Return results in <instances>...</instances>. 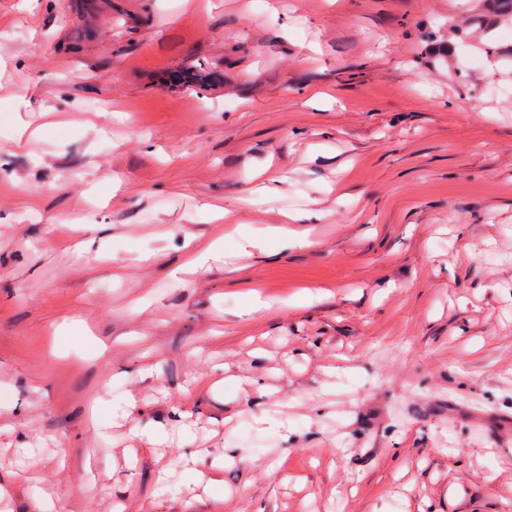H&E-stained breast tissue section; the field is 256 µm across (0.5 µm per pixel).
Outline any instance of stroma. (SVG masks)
Listing matches in <instances>:
<instances>
[{
  "mask_svg": "<svg viewBox=\"0 0 512 512\" xmlns=\"http://www.w3.org/2000/svg\"><path fill=\"white\" fill-rule=\"evenodd\" d=\"M0 30V512H512L492 0H0ZM189 63L218 82L156 81ZM191 235L224 246L187 267Z\"/></svg>",
  "mask_w": 512,
  "mask_h": 512,
  "instance_id": "stroma-1",
  "label": "stroma"
}]
</instances>
